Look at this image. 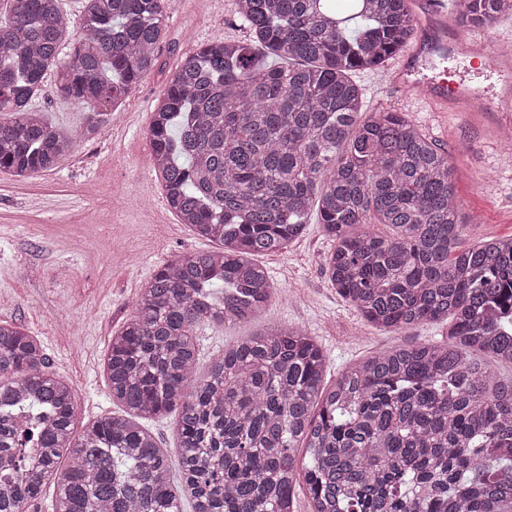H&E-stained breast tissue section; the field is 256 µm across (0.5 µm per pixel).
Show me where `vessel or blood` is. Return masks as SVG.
<instances>
[{
	"mask_svg": "<svg viewBox=\"0 0 512 512\" xmlns=\"http://www.w3.org/2000/svg\"><path fill=\"white\" fill-rule=\"evenodd\" d=\"M417 8L418 28L414 40L402 57L382 75V82L405 92L415 86L422 87L425 101L438 112L511 114V85H503L494 97L488 98L482 90L464 82L424 76V69L434 59L455 55L507 74L512 72V57L489 52L485 39L449 36L446 0H418Z\"/></svg>",
	"mask_w": 512,
	"mask_h": 512,
	"instance_id": "obj_1",
	"label": "vessel or blood"
}]
</instances>
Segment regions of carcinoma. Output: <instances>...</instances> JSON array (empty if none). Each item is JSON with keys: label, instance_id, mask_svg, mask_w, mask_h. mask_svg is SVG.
<instances>
[{"label": "carcinoma", "instance_id": "1", "mask_svg": "<svg viewBox=\"0 0 512 512\" xmlns=\"http://www.w3.org/2000/svg\"><path fill=\"white\" fill-rule=\"evenodd\" d=\"M7 5L0 171L27 178L101 133L154 69L168 0H87L78 37L61 0ZM235 5L252 43L186 57L148 130L171 211L217 247L155 271L104 362L120 412L77 436L71 386L0 321V512H29L52 478V512H296L299 486L311 512H512V377L485 362L512 365V237L460 247L448 153L403 112L363 117L350 78L414 37L408 0ZM511 13L512 0L464 10L479 24ZM50 70L59 96L96 108L80 135L33 106ZM314 210L344 300L388 331L446 320L447 340L375 352L326 386L314 339L273 327L198 374V329L262 313L274 289L254 257L301 238ZM176 409L175 479L143 421Z\"/></svg>", "mask_w": 512, "mask_h": 512}]
</instances>
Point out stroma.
I'll use <instances>...</instances> for the list:
<instances>
[{
	"label": "stroma",
	"instance_id": "obj_1",
	"mask_svg": "<svg viewBox=\"0 0 512 512\" xmlns=\"http://www.w3.org/2000/svg\"><path fill=\"white\" fill-rule=\"evenodd\" d=\"M159 69L141 79L124 102L123 121L98 139L80 142L56 168L19 178L0 172V321L24 327L44 346L46 366L75 395L76 429L111 414L115 406L104 373L112 336L135 311L156 269L175 257L208 248L170 210L151 161L147 131L152 112L181 61L199 46L251 35L235 0H170ZM370 112H407L444 148L459 207L467 221L464 243L512 235V142L493 112L406 111L400 91L376 71L354 74ZM46 76L34 105L48 123L83 128L89 108L52 93ZM333 243L320 224L282 252L260 256L275 295L247 323L206 325L197 336L200 369L225 345L273 325L303 327L322 347L326 384L372 352L439 339L447 323L388 332L366 323L328 281L324 266Z\"/></svg>",
	"mask_w": 512,
	"mask_h": 512
}]
</instances>
